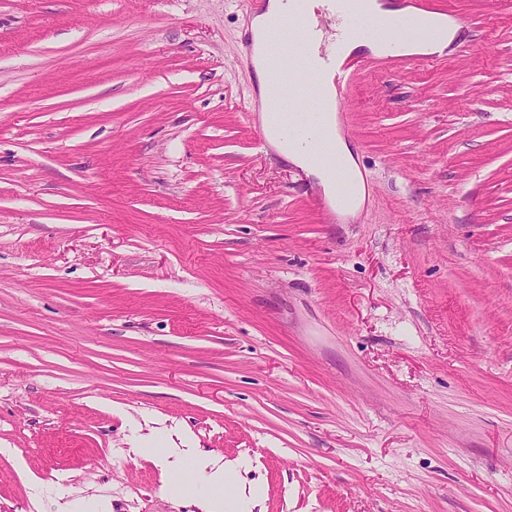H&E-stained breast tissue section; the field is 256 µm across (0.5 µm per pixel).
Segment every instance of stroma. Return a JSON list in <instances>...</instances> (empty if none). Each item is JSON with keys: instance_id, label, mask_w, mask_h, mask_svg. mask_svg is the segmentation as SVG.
Returning <instances> with one entry per match:
<instances>
[{"instance_id": "35a3bbf8", "label": "stroma", "mask_w": 512, "mask_h": 512, "mask_svg": "<svg viewBox=\"0 0 512 512\" xmlns=\"http://www.w3.org/2000/svg\"><path fill=\"white\" fill-rule=\"evenodd\" d=\"M433 2L462 46L355 66L324 223L238 0H0V512H199L155 446L262 512H512V0Z\"/></svg>"}]
</instances>
